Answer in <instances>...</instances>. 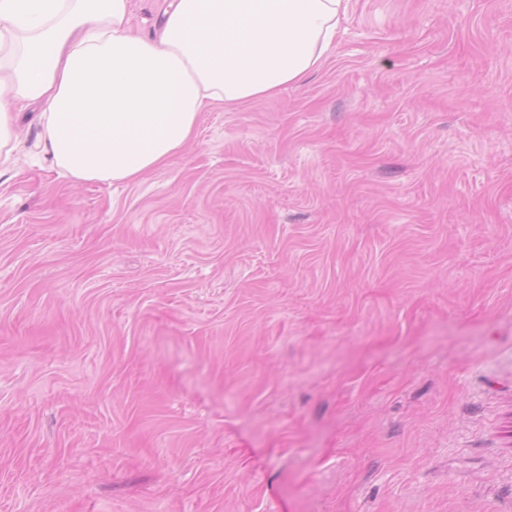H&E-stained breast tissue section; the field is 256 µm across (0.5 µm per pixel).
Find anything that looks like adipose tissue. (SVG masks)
<instances>
[{
	"mask_svg": "<svg viewBox=\"0 0 512 512\" xmlns=\"http://www.w3.org/2000/svg\"><path fill=\"white\" fill-rule=\"evenodd\" d=\"M349 0H0V172L39 105V156L70 179L129 184L193 140L204 110L276 95L318 70ZM163 7V0H134L132 24L136 29L149 30L152 19Z\"/></svg>",
	"mask_w": 512,
	"mask_h": 512,
	"instance_id": "obj_1",
	"label": "adipose tissue"
}]
</instances>
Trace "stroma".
<instances>
[{
  "label": "stroma",
  "instance_id": "1",
  "mask_svg": "<svg viewBox=\"0 0 512 512\" xmlns=\"http://www.w3.org/2000/svg\"><path fill=\"white\" fill-rule=\"evenodd\" d=\"M0 174V512H512V0H350L168 165Z\"/></svg>",
  "mask_w": 512,
  "mask_h": 512
}]
</instances>
